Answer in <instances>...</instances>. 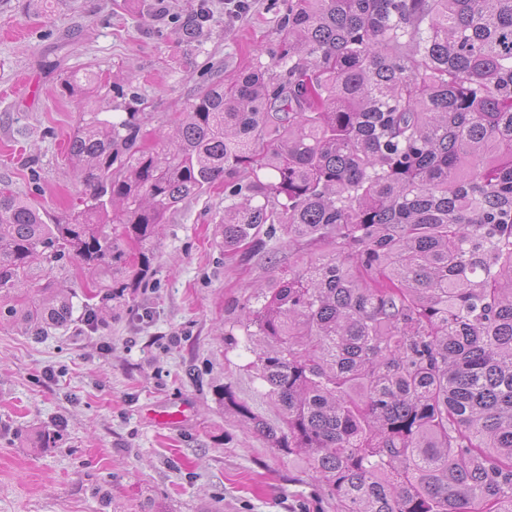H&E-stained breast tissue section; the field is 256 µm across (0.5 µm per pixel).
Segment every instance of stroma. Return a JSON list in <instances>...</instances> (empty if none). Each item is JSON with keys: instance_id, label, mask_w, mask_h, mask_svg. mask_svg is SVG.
Here are the masks:
<instances>
[{"instance_id": "obj_1", "label": "stroma", "mask_w": 512, "mask_h": 512, "mask_svg": "<svg viewBox=\"0 0 512 512\" xmlns=\"http://www.w3.org/2000/svg\"><path fill=\"white\" fill-rule=\"evenodd\" d=\"M0 0V188L52 219L78 204L69 140L82 111L143 118L145 145L169 132L196 88L253 62L270 63L284 0ZM206 10L202 35L184 39ZM91 71L82 105L62 96ZM224 186L179 204L164 225L154 271L84 318L89 283L71 262L46 267L73 289V320L33 336L0 320V512H338L303 456L272 448L216 394L228 386L255 416L280 414L250 367L241 305L313 245L273 239L225 254ZM184 402L176 427L147 405Z\"/></svg>"}]
</instances>
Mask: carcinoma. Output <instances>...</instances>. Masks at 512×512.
I'll return each instance as SVG.
<instances>
[{"instance_id": "1", "label": "carcinoma", "mask_w": 512, "mask_h": 512, "mask_svg": "<svg viewBox=\"0 0 512 512\" xmlns=\"http://www.w3.org/2000/svg\"><path fill=\"white\" fill-rule=\"evenodd\" d=\"M89 112L63 221L0 191V318L72 320L151 274L177 205L224 182V251L322 245L242 304L250 366L340 512H512V0H288L272 64L200 85L160 146ZM126 265L128 279L113 271Z\"/></svg>"}]
</instances>
